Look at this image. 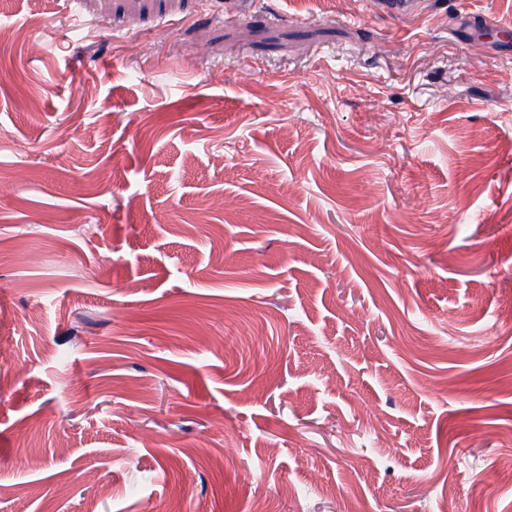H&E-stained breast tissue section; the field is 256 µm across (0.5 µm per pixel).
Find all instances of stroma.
Masks as SVG:
<instances>
[{"mask_svg":"<svg viewBox=\"0 0 512 512\" xmlns=\"http://www.w3.org/2000/svg\"><path fill=\"white\" fill-rule=\"evenodd\" d=\"M0 0V512H512V0ZM372 4L387 15L401 20L411 19L420 14V1L416 0H378Z\"/></svg>","mask_w":512,"mask_h":512,"instance_id":"1","label":"stroma"}]
</instances>
